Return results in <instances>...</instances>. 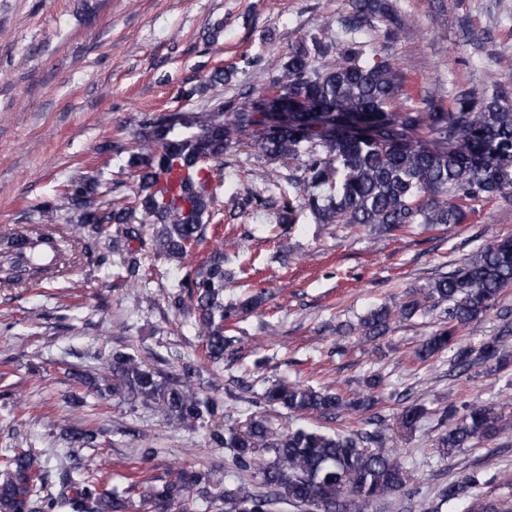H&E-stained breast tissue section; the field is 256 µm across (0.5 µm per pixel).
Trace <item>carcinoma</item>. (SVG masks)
<instances>
[{"label": "carcinoma", "instance_id": "obj_1", "mask_svg": "<svg viewBox=\"0 0 512 512\" xmlns=\"http://www.w3.org/2000/svg\"><path fill=\"white\" fill-rule=\"evenodd\" d=\"M336 38L300 33L272 62L264 88L242 98L220 97L219 88L233 75L216 68L186 91L212 92L207 112H170L148 120L126 146L108 149L128 153L134 178L124 202L106 199L110 190L98 169L71 177L56 197L37 209L38 230L0 236V285L23 282L14 273L22 264L29 275L51 279L65 260L61 220L74 212L78 223L93 229L102 224H158L152 238L156 258L184 261L200 239L203 225L216 215L214 205L224 184V155L246 147L271 163L295 162L272 188L236 192L229 218L253 210H274L279 222L292 225L305 213L316 224L374 225L395 238L420 224H461L478 202L512 203V85L493 81L455 87L448 108L433 97L424 107L404 109L411 98L404 72L390 59L369 55L361 36L371 33L384 46L396 42L406 26L392 0H348L338 21ZM336 53V62L319 59ZM224 249L213 250L196 267L186 268L174 296L178 309L193 312L208 361L224 364L231 344L224 323L254 311L263 295H248L224 304ZM512 288V236L502 237L474 253L428 286L413 289L399 305L378 306L350 326L357 335L376 340L397 320L427 306L448 304L445 317L414 350L427 362L454 349L452 367L466 372L475 364L501 369L509 364L504 351L512 337V310L502 309L496 335L478 349L461 346L458 334L476 330L495 308L503 291ZM196 369L184 365L172 378L133 354L115 350L97 375L76 370L70 376L102 396L112 394L140 403L162 418L194 428L219 414L217 401L200 397ZM270 405L294 414L316 413L335 419L345 412L367 413L372 395L348 399L329 389L279 380L264 393ZM422 409L406 407L402 427L417 429ZM448 430L439 437L440 455L489 439L501 430L503 407L481 402L463 411L450 402L443 407ZM70 442L92 448L98 432L69 425ZM216 448H230L236 466L251 473L258 486L230 487L213 470L181 469L167 480L142 479L139 502L117 493L109 482L83 479L71 492L73 472L62 469L54 480L29 450L13 448L0 470V512H190L191 503L205 510L220 502L224 512H278L287 504L298 512H367L376 501L406 491L403 465L380 429L348 434L298 428L281 432L262 419L249 418L236 427L213 429ZM57 492L46 493L49 483ZM478 480L464 476L445 485L439 504L465 501L468 512H512V500L476 493Z\"/></svg>", "mask_w": 512, "mask_h": 512}]
</instances>
